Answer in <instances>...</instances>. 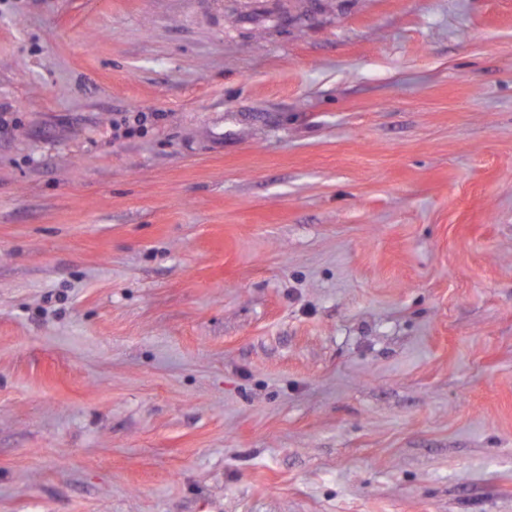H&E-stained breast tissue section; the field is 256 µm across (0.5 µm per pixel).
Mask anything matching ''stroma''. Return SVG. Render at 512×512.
Masks as SVG:
<instances>
[{
  "mask_svg": "<svg viewBox=\"0 0 512 512\" xmlns=\"http://www.w3.org/2000/svg\"><path fill=\"white\" fill-rule=\"evenodd\" d=\"M0 512H512V0H0Z\"/></svg>",
  "mask_w": 512,
  "mask_h": 512,
  "instance_id": "obj_1",
  "label": "stroma"
}]
</instances>
